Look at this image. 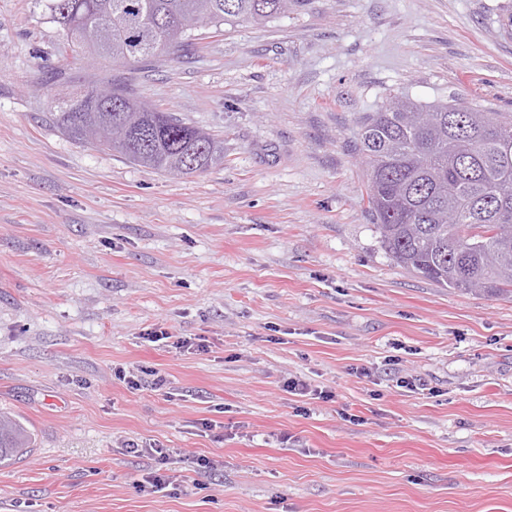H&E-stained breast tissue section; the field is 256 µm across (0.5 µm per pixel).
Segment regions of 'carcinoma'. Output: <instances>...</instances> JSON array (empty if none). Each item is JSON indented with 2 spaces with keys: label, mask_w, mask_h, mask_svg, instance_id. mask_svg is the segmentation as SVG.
<instances>
[{
  "label": "carcinoma",
  "mask_w": 512,
  "mask_h": 512,
  "mask_svg": "<svg viewBox=\"0 0 512 512\" xmlns=\"http://www.w3.org/2000/svg\"><path fill=\"white\" fill-rule=\"evenodd\" d=\"M298 0H49L51 22L75 52L94 50L110 67L137 71L175 56L195 33L239 23L265 25ZM57 67L42 93L53 124L78 144L113 150L129 162L178 176L224 162V140L141 103L132 86L110 78L69 90ZM367 203L386 252L399 265L462 293L512 296V113L466 103L423 105L399 96L362 124ZM17 418L0 414V464L31 447Z\"/></svg>",
  "instance_id": "1"
}]
</instances>
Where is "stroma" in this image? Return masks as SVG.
<instances>
[{"instance_id":"obj_1","label":"stroma","mask_w":512,"mask_h":512,"mask_svg":"<svg viewBox=\"0 0 512 512\" xmlns=\"http://www.w3.org/2000/svg\"><path fill=\"white\" fill-rule=\"evenodd\" d=\"M46 2L0 0V411L34 440L0 512H512V298L394 262L358 150L400 93L512 112V0H303L208 31L130 75L223 138L182 177L54 128ZM130 442L180 452L177 484L140 490ZM143 335L146 336L145 338H147L150 342H159L165 340L164 343H170L166 344V346L182 351H202L206 350L207 348V345L203 343L205 340L201 337L188 338L183 336H174L162 326L150 328ZM171 339L174 340L171 341ZM140 373L152 376L153 378L150 381H145L141 375L135 374L131 371L126 372L125 370H118L116 377L120 381H123L129 388L134 390H139L144 385L150 386L154 391L167 389L169 383L165 376L159 374V371L141 369ZM168 390H170L169 387Z\"/></svg>"}]
</instances>
